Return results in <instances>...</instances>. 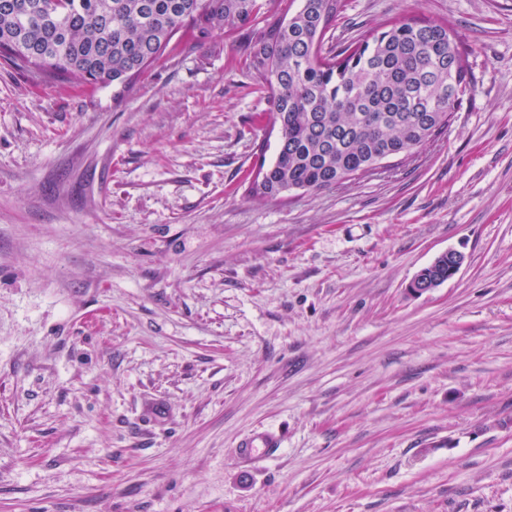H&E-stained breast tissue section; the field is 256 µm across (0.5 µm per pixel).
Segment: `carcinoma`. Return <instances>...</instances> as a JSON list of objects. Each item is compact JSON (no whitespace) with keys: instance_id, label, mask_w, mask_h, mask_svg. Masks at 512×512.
Listing matches in <instances>:
<instances>
[{"instance_id":"obj_1","label":"carcinoma","mask_w":512,"mask_h":512,"mask_svg":"<svg viewBox=\"0 0 512 512\" xmlns=\"http://www.w3.org/2000/svg\"><path fill=\"white\" fill-rule=\"evenodd\" d=\"M0 0V59L36 85L124 83L173 51L249 33L239 59L267 89L280 130L275 160L259 158L249 192H316L411 156L445 127L470 84L451 21L395 19L335 49L326 34L343 0ZM298 8H293L294 3ZM448 256L415 282L441 285Z\"/></svg>"}]
</instances>
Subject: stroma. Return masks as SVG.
Here are the masks:
<instances>
[{"mask_svg":"<svg viewBox=\"0 0 512 512\" xmlns=\"http://www.w3.org/2000/svg\"><path fill=\"white\" fill-rule=\"evenodd\" d=\"M402 16L467 52L447 128L263 200L240 38L102 89L0 60V512H512V0H344L329 44ZM450 276V266L448 264V255L437 257L431 264L422 268L415 279V282H436V286L441 285ZM413 283L412 288L416 294H422L430 291L427 284ZM279 440L271 435L258 434L239 448V459L243 463H256L275 456L280 448Z\"/></svg>","mask_w":512,"mask_h":512,"instance_id":"obj_1","label":"stroma"}]
</instances>
